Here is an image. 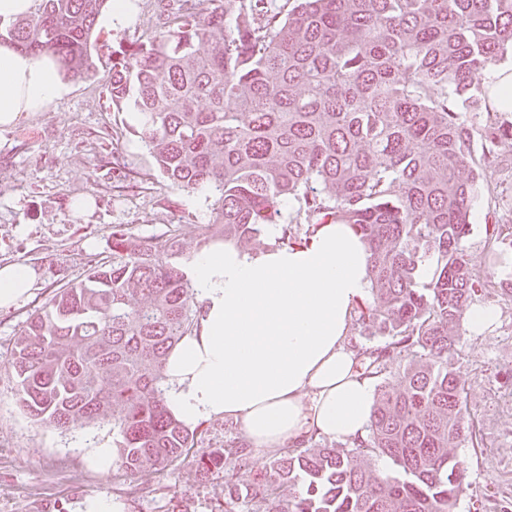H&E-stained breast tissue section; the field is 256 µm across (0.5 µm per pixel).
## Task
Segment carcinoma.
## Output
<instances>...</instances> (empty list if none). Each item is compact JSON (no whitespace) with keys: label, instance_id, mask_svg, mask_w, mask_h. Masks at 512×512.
Here are the masks:
<instances>
[{"label":"carcinoma","instance_id":"1","mask_svg":"<svg viewBox=\"0 0 512 512\" xmlns=\"http://www.w3.org/2000/svg\"><path fill=\"white\" fill-rule=\"evenodd\" d=\"M108 2L38 0L0 41L85 79ZM510 50L512 0H182L159 31L112 51V105L140 114L139 137L172 185L211 191L209 233L248 248L270 224L284 242L290 224H349L371 253L358 323L386 341L365 352L379 379L366 438L276 453L243 491L235 476L250 449L201 458V478L224 470L221 512L246 499L264 512H455L466 435L448 356L486 287L465 239L497 148L512 147V120L483 84ZM472 112L484 116L476 133ZM185 253L174 230L115 227L112 259L60 288L15 345L27 412L56 428L112 423L116 466L132 475L194 446L161 388L165 357L195 323ZM374 456L398 475L377 474Z\"/></svg>","mask_w":512,"mask_h":512}]
</instances>
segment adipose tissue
<instances>
[{
  "label": "adipose tissue",
  "mask_w": 512,
  "mask_h": 512,
  "mask_svg": "<svg viewBox=\"0 0 512 512\" xmlns=\"http://www.w3.org/2000/svg\"><path fill=\"white\" fill-rule=\"evenodd\" d=\"M69 91L55 58L0 44V128L16 127ZM369 251L347 224L321 225L306 244L252 252L212 245L188 265L197 316L168 354L165 404L178 421L240 422L258 457L318 434L365 437L374 383L350 347L369 296ZM37 282L23 263L0 267V309Z\"/></svg>",
  "instance_id": "ef3b65f1"
}]
</instances>
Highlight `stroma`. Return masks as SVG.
Here are the masks:
<instances>
[{"label": "stroma", "instance_id": "35a3bbf8", "mask_svg": "<svg viewBox=\"0 0 512 512\" xmlns=\"http://www.w3.org/2000/svg\"><path fill=\"white\" fill-rule=\"evenodd\" d=\"M135 3L131 22L96 27L95 77L69 80L67 96L0 132V266L21 262L37 273L30 297L0 309V512H75L88 496L125 500L126 512H220L224 476L201 479L197 460L246 441L232 419L202 421L187 456L132 475L147 491L131 497L120 489L119 472L101 475L85 460L89 448L115 446L110 423L57 429L34 420L15 395L14 349L26 320L56 289L110 255L115 226L141 238L179 226L190 257L206 232L211 193L170 185L136 133L137 114L115 111L107 91L113 49L165 21L161 0ZM107 149L112 155L105 163ZM495 225L512 233V147L480 193L465 241L474 273L488 282L479 299L501 315L492 331L465 337L448 361L462 389L469 435L458 450L465 480L455 512H512V289L498 285L512 278V247L490 239L486 230Z\"/></svg>", "mask_w": 512, "mask_h": 512}]
</instances>
